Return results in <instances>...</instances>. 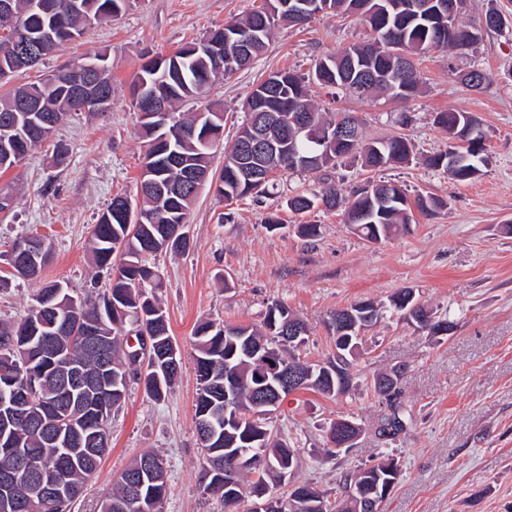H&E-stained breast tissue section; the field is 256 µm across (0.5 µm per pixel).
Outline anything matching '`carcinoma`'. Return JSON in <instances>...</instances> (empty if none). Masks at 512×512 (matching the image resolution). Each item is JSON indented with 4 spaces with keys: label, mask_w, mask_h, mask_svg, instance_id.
Instances as JSON below:
<instances>
[{
    "label": "carcinoma",
    "mask_w": 512,
    "mask_h": 512,
    "mask_svg": "<svg viewBox=\"0 0 512 512\" xmlns=\"http://www.w3.org/2000/svg\"><path fill=\"white\" fill-rule=\"evenodd\" d=\"M53 3L49 11L33 6V0H14L17 41L32 50L23 58H0V65L15 70L35 65L44 57L41 50L55 52L60 45L85 34L93 23L112 17L126 8L130 0H80L79 11L62 14L68 0H46ZM289 0H262V5L251 9L243 17L224 26L209 30L200 39L182 46L171 55L157 56L142 65L131 83L132 105L140 109L136 86L147 85L159 101L172 108L183 101L202 100L212 83L240 70L232 60L234 44L228 38L253 37V56L260 55L273 32L281 25H304L314 15L296 17L283 7ZM409 0H330V13L336 16L356 15L373 33L368 42L355 45L337 56L318 60L312 74L304 77L290 70L277 71V89L271 90L263 81L249 95L250 106L267 116L278 119L296 109L309 113L313 123L328 130L336 122L356 121L348 113L326 117L310 95V85L336 89L344 94L364 98L375 92L408 98L420 89L417 62L420 57L435 50H461L476 41V35L460 22H451L448 16L437 12L439 0H421L423 8L412 11ZM98 64L104 79L111 80V66L105 53L83 58L75 65ZM372 69L378 83L361 90L358 72ZM74 112L71 88L54 81L48 75L37 83L15 88L0 97V125L9 121L13 132L8 138L0 135V171L18 165L43 142L41 131H52ZM474 120L468 112L448 110L436 114L435 123L448 132V147L431 156L433 168H443L460 181H467L481 172L486 163L485 147L472 151L463 144L467 123ZM145 151L137 186L143 188L140 202L141 222L127 223L122 209V194L112 198L107 209L95 224L92 234V253L97 266L112 269L111 287L96 297L81 296L78 308L69 312H54L45 307H30L27 316L18 323L0 322V338L13 337L24 349L27 366H16L0 352V423L9 415L11 402L22 396L31 386L32 376L40 375L42 400L37 412L51 418L62 410L84 412L87 420L95 418L87 409V400L96 399L114 408L124 401L130 379L124 364L130 345L127 339L133 326L150 337L149 354H158L173 341L166 312L147 285L153 282L154 272L147 264L148 257L157 254V244L174 236L167 249L185 250L188 237L173 235L176 227L188 222V214L197 192L180 189L182 169L208 173V182L216 183V191L226 199L259 196L266 185L249 183L241 176L232 159L240 143L236 137L224 146V166L212 168V149L224 133V109L208 104L203 110L191 113L187 119L169 117L168 126L158 128L151 121L140 122ZM323 146L315 141L288 139L283 153L288 157L283 171L318 172L324 166L316 157ZM176 154L183 168L166 162ZM332 161L357 156L362 166L375 170L410 161L411 149L402 137L380 141L359 142L350 149L330 148ZM351 204L345 212L346 223L364 240L373 243L389 237L401 224L409 223L413 210L430 213L444 205L432 195L419 194L415 199L401 187L389 182H368L351 190ZM336 208L339 204L336 185L328 183L320 195H296L287 201L288 208L304 213L318 205ZM393 308L405 320L431 335L448 331L447 320L418 302L411 288L393 294L389 305L370 301L354 303L336 313L349 311L351 323L365 330L375 325L387 308ZM297 320L287 306L273 302L267 307L262 325L228 326L204 321L193 330L196 356L193 366L199 381L195 403V423L207 420L213 439L205 444L208 456L202 473L206 491L224 500L230 512L246 496L263 497L268 489L288 486L298 460L286 439L273 433L269 422L224 421V393H229L235 408L243 416L255 410L258 388L278 385V374L269 371L268 359L278 360L281 370L295 362L299 347L305 345L301 336L299 345L288 342L284 329L288 322ZM92 330L108 338L112 368L106 369L100 358L82 347L75 334ZM335 352L324 362H305L312 377L300 390H313L326 397L345 396L355 387L356 362L361 356L363 337L352 332L332 333ZM68 354L79 364L87 382L86 390L63 387L59 377L50 369L52 350ZM182 372L177 365L162 381H143L145 391L161 400L170 394ZM374 393L388 414L381 417L376 430L390 426L403 431L401 419L402 391L394 395L379 386ZM347 421L341 417L330 424L324 455L336 456V428ZM88 452L70 459L57 452V445L49 442L38 428L28 421L18 420L5 429L0 427V471L16 472L20 490L30 502L25 512H69L68 504L40 495L34 486L39 471H58L64 474L77 498L90 479L96 477L104 450L98 444L86 442ZM400 465L394 457H387L370 466L357 469L345 479L344 489L361 487L368 498L380 506L390 495L400 477ZM128 484L116 481L112 494L102 500L100 512H138L129 502ZM264 512H355L350 497L331 500L327 494L307 484H299L285 493L268 500Z\"/></svg>",
    "instance_id": "1"
}]
</instances>
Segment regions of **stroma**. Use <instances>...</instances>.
<instances>
[{"label":"stroma","instance_id":"stroma-1","mask_svg":"<svg viewBox=\"0 0 512 512\" xmlns=\"http://www.w3.org/2000/svg\"><path fill=\"white\" fill-rule=\"evenodd\" d=\"M252 5L253 0H132L122 13L94 23L80 39L0 83L3 95L95 52L107 54L112 64L109 111L74 115L0 174V193L12 197L9 209L0 212V320L25 316L36 289L10 275L1 258L19 238L51 243L43 281L80 293L106 283L89 246L112 198L136 193L143 141L130 97L135 72ZM492 7L512 16V0H467L459 21L478 33L477 44L463 56L447 49L423 58V84L415 96L357 99L312 87L322 109L352 114L368 138H407L414 151L409 165L370 171L344 159L323 173L283 171L263 196L231 201L213 187L202 188L186 226L189 248L154 261L161 282L155 294L180 347L182 376L162 401L143 385L130 384L124 404L112 413L111 446L100 471L71 512H97L116 476L148 450L165 460L164 512H225L223 500L205 493L201 482L194 417L199 384L191 346L199 321L254 325L278 300L309 330L302 356L322 362L334 350L326 324L330 312L362 300L384 301L403 288L448 317L451 331L433 336L399 314L385 315L367 334L351 395H289L271 424L300 459L294 480L332 491L355 469L387 453L398 459L401 475L380 512H512V30L484 29ZM371 37L353 18L323 16L300 28L278 27L263 56L211 88V100L224 107V140L236 133L252 88L270 73L309 72L317 60ZM473 65L488 75L477 92L451 73ZM448 109L473 113L484 136L487 161L476 178L464 182L424 163L448 143L447 132L434 123L436 113ZM59 145L67 150L60 165L53 161ZM369 180L397 183L412 195L432 194L445 205L414 213L405 229L380 244L355 233L343 210L320 205L295 213L286 205L293 195L319 194L328 181L346 193ZM272 215L282 224L274 232L266 224ZM303 224L318 225L317 236L304 237ZM395 366L405 369L402 403L410 420L386 440L375 431L385 407L368 384ZM341 417L354 418L363 431L355 448L322 458L326 431Z\"/></svg>","mask_w":512,"mask_h":512}]
</instances>
